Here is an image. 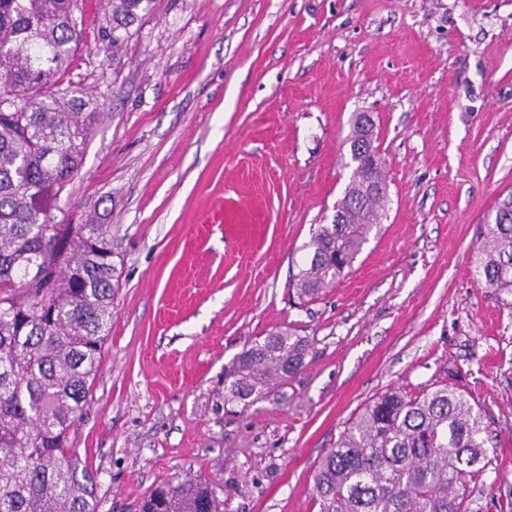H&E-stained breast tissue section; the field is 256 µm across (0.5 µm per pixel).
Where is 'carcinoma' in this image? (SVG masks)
<instances>
[{
	"mask_svg": "<svg viewBox=\"0 0 512 512\" xmlns=\"http://www.w3.org/2000/svg\"><path fill=\"white\" fill-rule=\"evenodd\" d=\"M83 0H0V512H97V476L71 435L112 322L115 265L107 224H61L102 113L64 81ZM100 42L117 49L153 0H103ZM366 113L350 137L353 176L320 224L293 287L314 298L380 230L383 159ZM475 272L512 294V192L486 219ZM312 350L291 328L258 338L224 368V402L250 403L296 376ZM485 409L447 386L371 399L313 476L319 512H469L467 484L489 464ZM140 512H224L201 477L157 484Z\"/></svg>",
	"mask_w": 512,
	"mask_h": 512,
	"instance_id": "cac0c4a2",
	"label": "carcinoma"
}]
</instances>
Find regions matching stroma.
<instances>
[{
	"label": "stroma",
	"instance_id": "obj_1",
	"mask_svg": "<svg viewBox=\"0 0 512 512\" xmlns=\"http://www.w3.org/2000/svg\"><path fill=\"white\" fill-rule=\"evenodd\" d=\"M84 0L67 81L104 117L63 201L110 225L119 286L73 443L98 512L196 475L224 512H318L313 475L379 393L451 385L483 405L470 512H512V295L475 273L512 192V0H154L118 52ZM371 113L387 216L318 298L292 286ZM292 327L305 368L250 406L224 368Z\"/></svg>",
	"mask_w": 512,
	"mask_h": 512
}]
</instances>
